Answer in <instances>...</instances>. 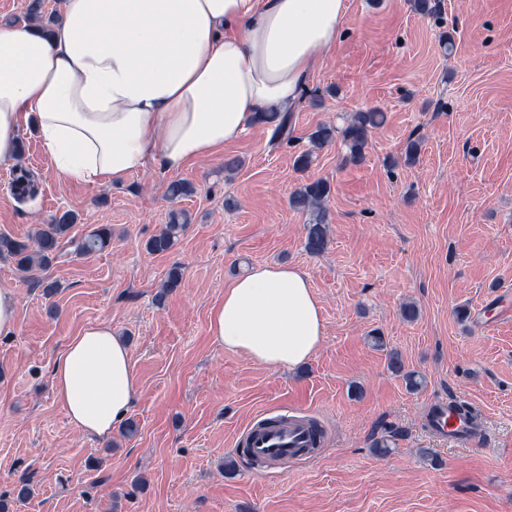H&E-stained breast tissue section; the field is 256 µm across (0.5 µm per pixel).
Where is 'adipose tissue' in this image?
Listing matches in <instances>:
<instances>
[{"mask_svg": "<svg viewBox=\"0 0 512 512\" xmlns=\"http://www.w3.org/2000/svg\"><path fill=\"white\" fill-rule=\"evenodd\" d=\"M345 12V0H62L50 30L0 22V164L17 159L30 125L71 181L181 172L236 142L258 113L291 111ZM208 332L226 351L290 370L317 353L325 320L309 275L270 263L225 286ZM51 385L71 424L98 438L139 392L130 347L106 323L68 342Z\"/></svg>", "mask_w": 512, "mask_h": 512, "instance_id": "obj_1", "label": "adipose tissue"}]
</instances>
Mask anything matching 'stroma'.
I'll use <instances>...</instances> for the list:
<instances>
[{"label": "stroma", "mask_w": 512, "mask_h": 512, "mask_svg": "<svg viewBox=\"0 0 512 512\" xmlns=\"http://www.w3.org/2000/svg\"><path fill=\"white\" fill-rule=\"evenodd\" d=\"M441 6L434 18L410 0H346L342 35L294 109L293 139L275 150L260 124L179 174L152 167L95 185L64 180L23 131L18 165H0V234L25 239L67 211L76 222L44 269L24 274L0 256V287L18 301L15 328L0 334L9 512H512V0ZM372 108L385 122L362 163L345 162L337 140L295 169L318 124ZM411 138L422 148L408 166ZM231 159L240 166L229 173ZM20 168L36 185L23 200L11 188ZM320 178L331 186L330 244L312 255L308 215L288 199ZM177 179L195 192L168 200ZM174 209L189 217L177 245L149 252ZM100 225L111 226L110 245L78 255L75 239ZM266 263L306 271L323 308V342L295 371L255 364L208 334L225 285ZM175 266L181 284L163 293ZM51 282L59 289L48 296ZM96 323L125 338L139 376L129 438L82 434L53 394L59 352ZM392 350L423 375L419 390L389 370ZM445 401L479 414L484 444L427 429L428 408ZM289 410L324 427L316 453L262 469L238 458L248 425ZM380 440L387 455L375 452ZM24 477L33 493L20 503Z\"/></svg>", "instance_id": "1"}]
</instances>
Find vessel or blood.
<instances>
[{
    "mask_svg": "<svg viewBox=\"0 0 512 512\" xmlns=\"http://www.w3.org/2000/svg\"><path fill=\"white\" fill-rule=\"evenodd\" d=\"M426 426L434 435L459 445L479 440L472 432L469 419L444 403L430 410ZM311 445L312 436L306 426L296 420L284 424L276 417L253 422L238 443L239 448L247 450L252 457L264 460L299 456Z\"/></svg>",
    "mask_w": 512,
    "mask_h": 512,
    "instance_id": "b4317fda",
    "label": "vessel or blood"
}]
</instances>
